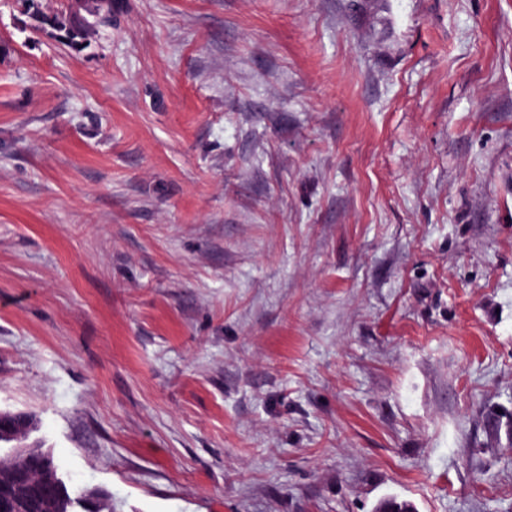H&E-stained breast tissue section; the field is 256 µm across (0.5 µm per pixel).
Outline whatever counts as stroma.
Masks as SVG:
<instances>
[{"label":"stroma","mask_w":512,"mask_h":512,"mask_svg":"<svg viewBox=\"0 0 512 512\" xmlns=\"http://www.w3.org/2000/svg\"><path fill=\"white\" fill-rule=\"evenodd\" d=\"M0 0V409L113 512H512V0Z\"/></svg>","instance_id":"1"}]
</instances>
